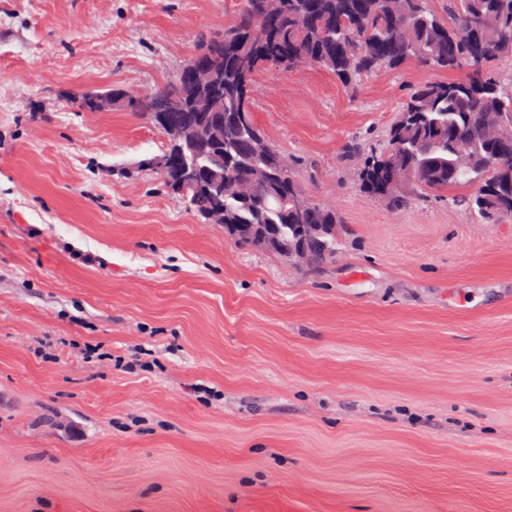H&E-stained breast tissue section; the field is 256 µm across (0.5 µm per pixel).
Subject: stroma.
<instances>
[{
    "label": "stroma",
    "instance_id": "1",
    "mask_svg": "<svg viewBox=\"0 0 512 512\" xmlns=\"http://www.w3.org/2000/svg\"><path fill=\"white\" fill-rule=\"evenodd\" d=\"M240 7L0 0V512H512V221L391 212L344 153L451 72L257 73L353 241L316 272L135 172L160 128L72 105L163 88Z\"/></svg>",
    "mask_w": 512,
    "mask_h": 512
}]
</instances>
